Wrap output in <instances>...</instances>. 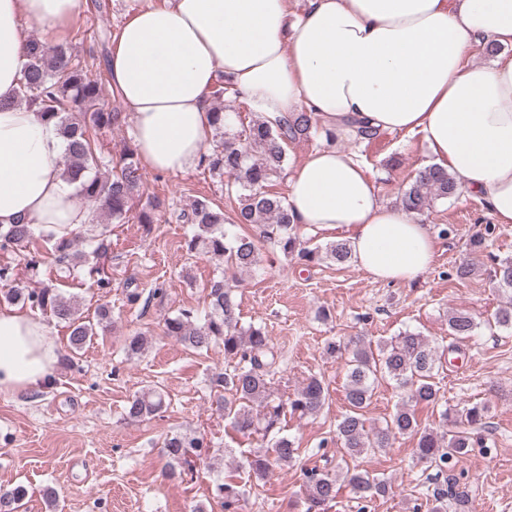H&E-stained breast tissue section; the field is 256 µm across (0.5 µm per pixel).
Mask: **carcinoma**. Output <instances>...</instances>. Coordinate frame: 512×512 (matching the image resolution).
<instances>
[{
    "label": "carcinoma",
    "instance_id": "cac0c4a2",
    "mask_svg": "<svg viewBox=\"0 0 512 512\" xmlns=\"http://www.w3.org/2000/svg\"><path fill=\"white\" fill-rule=\"evenodd\" d=\"M101 84L88 76L86 64L67 43L46 47L32 40L29 62L23 73L19 100L37 108L42 121L52 123L66 143L63 159L64 177L81 182L80 195L92 204H101L105 216L116 224L134 219L139 224L154 223L160 204L142 200L143 171L135 146L124 148L118 164L102 176L95 172L102 163L97 155L91 130L104 129L121 122L122 113L108 112L100 103ZM213 147L200 166L212 174L228 178L230 209L224 210L213 201L194 200L189 209L181 210L177 220L190 225L187 248L204 256L219 257L239 272L248 273L262 260L261 241L270 243L286 258L306 264L351 262V248L345 242H332L324 247L308 248L295 233L291 214L284 197L269 190L279 178L286 162L288 143L310 137L317 130V118L311 112H299L283 124L272 127L262 117L251 120L239 131L231 130L230 118L223 105L212 107ZM457 193L454 178L436 165L419 168L400 200L406 209L419 215L437 200ZM250 225L260 229L259 236L229 232L226 225ZM0 250L19 255L21 264L0 263V303H22L30 310L50 314L70 330L68 348L80 351L98 332L112 325L111 311L101 305L96 321L84 319L79 303L64 296L55 284L28 288L23 279L40 275L43 253L52 256L55 280L65 282L83 279L87 288L106 290L112 278L105 269L108 243L105 232L86 234L82 229L59 236L45 226L25 222L0 225ZM492 281L505 296L489 328L512 330V258L493 259ZM206 313L188 307L180 308L164 321V334L192 351L224 348V359L236 362L231 373H217V408L230 419L232 429L243 437L254 435L265 441L274 433L285 408L303 415H313L325 404L328 390L324 382L311 376L285 400L274 397L272 383L279 372L280 356L263 328L243 327L239 321V303L233 286L224 275L212 277L207 285ZM477 322L463 311L448 315L449 335L458 343L474 336ZM148 338L138 333L127 338L126 351L131 358L141 356ZM326 352L345 359L347 412L337 424L336 432L344 454L355 458L369 451L383 450L398 435L417 437L419 458L443 470L457 463L474 447L472 430L486 428L488 407L475 403L461 410L453 424L455 429L443 434L423 430L416 416L420 405L436 406L439 390L434 376L443 368L444 352L427 337L405 331L376 346L359 345L347 351L340 343L329 340ZM392 383L403 392L385 426L371 431L362 410L379 386ZM166 406L165 394L155 388L143 391L128 402L126 418L144 420L160 413ZM298 448L288 437L272 439L271 447L256 450L246 457L248 472L264 479L274 465L293 462ZM167 476L183 478L211 460L210 445L204 436L173 432L165 441ZM349 485L359 500L371 501L389 491L387 481L366 470L353 469ZM336 477L329 472L313 471L306 485V512H325L336 498ZM222 512H239L244 492L237 482L228 479L215 485ZM27 490L21 486L0 484V512H19ZM459 494L448 490L433 492L435 506L431 512H448L449 499Z\"/></svg>",
    "mask_w": 512,
    "mask_h": 512
}]
</instances>
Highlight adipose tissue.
Wrapping results in <instances>:
<instances>
[{
	"label": "adipose tissue",
	"instance_id": "ef3b65f1",
	"mask_svg": "<svg viewBox=\"0 0 512 512\" xmlns=\"http://www.w3.org/2000/svg\"><path fill=\"white\" fill-rule=\"evenodd\" d=\"M78 0H0V225L77 228L92 211L62 175L64 144L17 93L29 26L63 32ZM494 58L473 61L474 50ZM110 83L134 118L147 168L194 167L212 132L218 79L264 120L314 113L335 143L287 179L295 224L342 230L356 266L408 284L430 267L435 238L338 146L367 128L419 135L463 194L512 224V0H165L134 12L108 59ZM59 360L48 325L0 308V393L48 386Z\"/></svg>",
	"mask_w": 512,
	"mask_h": 512
}]
</instances>
